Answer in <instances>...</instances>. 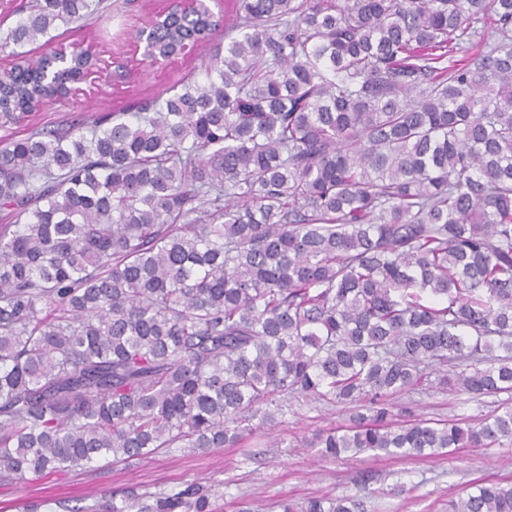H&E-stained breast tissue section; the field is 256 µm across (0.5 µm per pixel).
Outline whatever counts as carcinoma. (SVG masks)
Instances as JSON below:
<instances>
[{
    "mask_svg": "<svg viewBox=\"0 0 512 512\" xmlns=\"http://www.w3.org/2000/svg\"><path fill=\"white\" fill-rule=\"evenodd\" d=\"M101 3L28 0L0 51L23 57ZM220 27L205 82L0 144V484L231 447L293 393L367 405L310 443L327 457L512 443L507 404L400 422L392 402L433 380L512 392V0H238L224 20L203 5L159 26L156 53ZM90 67L11 69L0 128ZM217 498L191 483L59 507ZM451 507L512 512V483Z\"/></svg>",
    "mask_w": 512,
    "mask_h": 512,
    "instance_id": "1",
    "label": "carcinoma"
}]
</instances>
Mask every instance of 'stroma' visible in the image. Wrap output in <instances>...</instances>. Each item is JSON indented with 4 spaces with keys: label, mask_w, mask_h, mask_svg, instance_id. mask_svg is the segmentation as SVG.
I'll return each instance as SVG.
<instances>
[{
    "label": "stroma",
    "mask_w": 512,
    "mask_h": 512,
    "mask_svg": "<svg viewBox=\"0 0 512 512\" xmlns=\"http://www.w3.org/2000/svg\"><path fill=\"white\" fill-rule=\"evenodd\" d=\"M171 3L104 0L103 11L89 27L58 38L63 48L89 50L93 71L66 99L46 102L33 112L29 124H61L87 112H127L183 76L200 75L203 54L198 49L155 66L143 61L137 49L136 31ZM501 402L498 396L477 400L436 388L394 399L403 421H475L492 414ZM349 416L347 405L293 394L285 398L275 421L254 419L253 432L236 446L196 452L172 448L141 460L0 486V512H15L22 498L83 505L119 492L176 491L190 482L218 486L221 512H239L247 501L279 512L282 500L318 496L362 499L365 512H449L452 500L475 484L512 482V446L459 448L431 457H322L312 440L322 429L348 424Z\"/></svg>",
    "instance_id": "obj_1"
}]
</instances>
